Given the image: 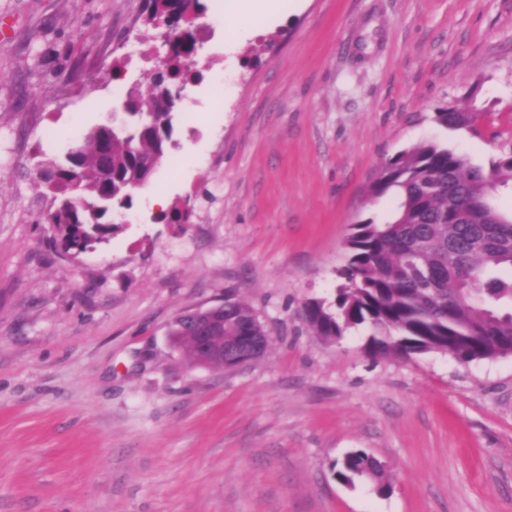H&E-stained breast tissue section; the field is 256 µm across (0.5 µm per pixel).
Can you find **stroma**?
<instances>
[{"mask_svg":"<svg viewBox=\"0 0 512 512\" xmlns=\"http://www.w3.org/2000/svg\"><path fill=\"white\" fill-rule=\"evenodd\" d=\"M202 2L172 145L74 257L39 173L145 89L159 30L146 0H0V512H512V356L373 358L302 314L393 209L386 160L512 149V0H282L246 37ZM452 104L473 129L434 122ZM231 294L264 355L189 367L172 322ZM356 448L389 494L334 479Z\"/></svg>","mask_w":512,"mask_h":512,"instance_id":"35a3bbf8","label":"stroma"}]
</instances>
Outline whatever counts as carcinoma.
I'll use <instances>...</instances> for the list:
<instances>
[{"instance_id":"obj_1","label":"carcinoma","mask_w":512,"mask_h":512,"mask_svg":"<svg viewBox=\"0 0 512 512\" xmlns=\"http://www.w3.org/2000/svg\"><path fill=\"white\" fill-rule=\"evenodd\" d=\"M169 20L175 43L192 52L197 39L179 26L191 4ZM186 65L180 54L153 74L146 93H137L138 112L121 136L103 145L95 131L74 147L78 163L47 170L43 180L61 195L76 197L73 207L49 215L61 243L88 247L96 236L112 232L104 197L118 205L132 202L135 186L149 182L143 166L156 168L166 145L139 135L140 127L163 123L174 128V115L160 111L164 87ZM474 112L442 107L434 120L449 130L471 125ZM512 184V150L503 152L486 171L464 155L439 143L419 144L386 160L373 182L374 197L392 195L396 204L383 222L368 218L353 225L347 264L338 272L342 283L331 301L311 300L303 316L315 335L340 340L349 330L369 329L365 350L372 357H409L441 352L460 363L512 355V215L490 202V191ZM254 321L244 301L224 298V352L235 349ZM194 319L184 313L173 324L175 348L185 358L196 348ZM347 486L360 480L375 491H391L385 463L362 448L349 451L332 465Z\"/></svg>"}]
</instances>
